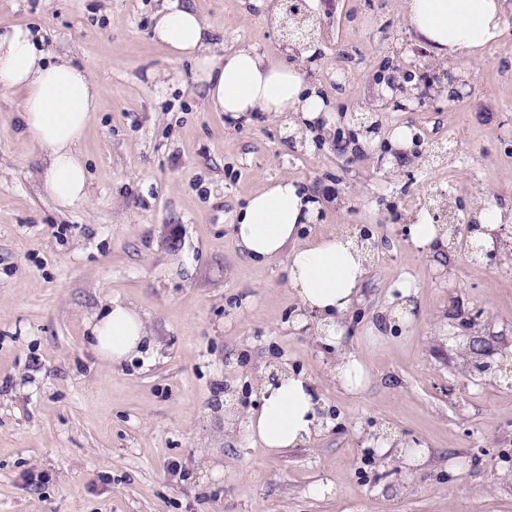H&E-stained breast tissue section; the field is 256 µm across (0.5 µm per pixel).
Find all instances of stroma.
Returning a JSON list of instances; mask_svg holds the SVG:
<instances>
[{
  "label": "stroma",
  "mask_w": 512,
  "mask_h": 512,
  "mask_svg": "<svg viewBox=\"0 0 512 512\" xmlns=\"http://www.w3.org/2000/svg\"><path fill=\"white\" fill-rule=\"evenodd\" d=\"M189 3L225 49L287 59L276 0ZM160 4L0 0V36L41 31L103 89L81 145L88 201L66 213L35 180L19 94L0 92V512H512V12L466 63L417 42L400 0H315L314 52L298 66L344 120L299 149L273 115L207 108L189 65L150 38ZM388 73L409 75L403 93H378ZM365 112L382 133L408 127L413 151L349 150ZM283 177L329 201L307 236L373 240L344 345L370 374L359 394L293 325L285 259L252 266L229 234L238 207ZM445 202L453 240L416 247L407 224ZM473 208L501 217L496 249L476 259ZM403 285L414 310L400 325L388 312ZM115 300L157 344L118 368L88 344ZM273 361L310 375L330 418L277 455L245 432ZM383 428L424 457L377 455ZM324 478L337 495H311Z\"/></svg>",
  "instance_id": "obj_1"
}]
</instances>
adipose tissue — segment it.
Here are the masks:
<instances>
[{"label": "adipose tissue", "mask_w": 512, "mask_h": 512, "mask_svg": "<svg viewBox=\"0 0 512 512\" xmlns=\"http://www.w3.org/2000/svg\"><path fill=\"white\" fill-rule=\"evenodd\" d=\"M401 8L406 24L437 57L475 60L501 37L507 0H401ZM151 33L173 63L192 64L206 104L229 118L273 114L298 143L336 122L318 86L308 83L298 66L270 62L250 46L225 51L207 21L183 0H164L151 18ZM0 90L22 94L17 117L30 150L41 159L42 191L63 212L83 204L88 177L80 147L101 87L85 69L53 57L41 32L17 27L0 38ZM321 207L319 196L284 177L237 209L230 233L251 265L286 257L287 285L299 308L294 324L312 326L320 343L339 350L333 377L345 391L357 393L369 374L341 347L344 321L360 300L369 245L341 233L302 240ZM90 345L102 361L117 366L152 354L155 340L136 308L115 301L95 320ZM261 375L258 406L247 416L248 436L274 454L307 445L327 420L314 382L286 365Z\"/></svg>", "instance_id": "obj_1"}]
</instances>
